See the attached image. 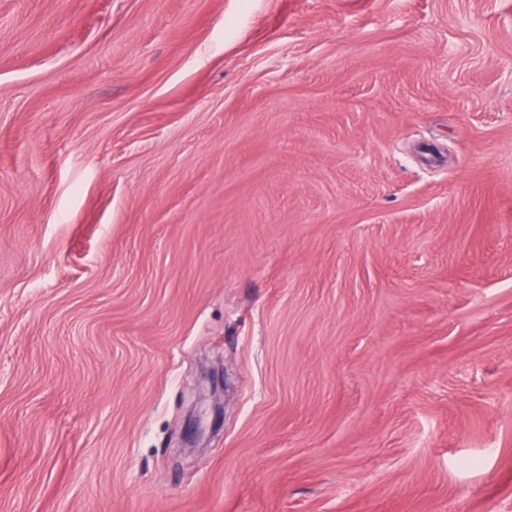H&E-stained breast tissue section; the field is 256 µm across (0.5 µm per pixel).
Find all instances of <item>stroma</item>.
Returning <instances> with one entry per match:
<instances>
[{
    "label": "stroma",
    "instance_id": "obj_1",
    "mask_svg": "<svg viewBox=\"0 0 512 512\" xmlns=\"http://www.w3.org/2000/svg\"><path fill=\"white\" fill-rule=\"evenodd\" d=\"M0 512H512V0H0ZM213 395L214 392H212L211 396L198 392L197 404L205 405L207 408H201L197 411V407H193L190 410L188 421L191 432L185 447H205L210 434L223 425L224 405L223 403L219 404ZM207 411L208 420L205 421Z\"/></svg>",
    "mask_w": 512,
    "mask_h": 512
}]
</instances>
